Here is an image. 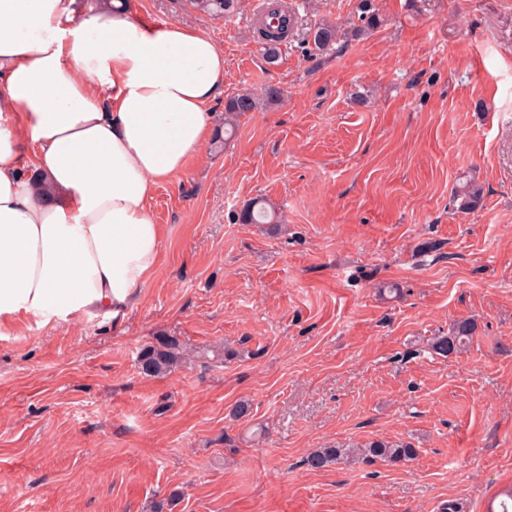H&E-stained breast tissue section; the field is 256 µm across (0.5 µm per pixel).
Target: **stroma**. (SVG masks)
<instances>
[{"instance_id": "1", "label": "stroma", "mask_w": 512, "mask_h": 512, "mask_svg": "<svg viewBox=\"0 0 512 512\" xmlns=\"http://www.w3.org/2000/svg\"><path fill=\"white\" fill-rule=\"evenodd\" d=\"M257 2L129 0L223 50L214 124L226 97L262 100L155 190L158 263L123 316L0 336V512H488L512 488V0H375L381 27L317 66L304 32L358 0H293L272 66ZM259 196L280 224L237 221ZM461 320L466 351L434 354ZM158 335L192 356L148 376ZM375 439L418 455L305 463ZM196 11L213 19L226 18L239 7V0H187ZM482 188L474 180L465 178L454 192L453 201L458 204V209L473 210L480 205Z\"/></svg>"}]
</instances>
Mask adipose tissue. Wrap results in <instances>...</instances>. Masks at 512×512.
I'll use <instances>...</instances> for the list:
<instances>
[{
    "label": "adipose tissue",
    "mask_w": 512,
    "mask_h": 512,
    "mask_svg": "<svg viewBox=\"0 0 512 512\" xmlns=\"http://www.w3.org/2000/svg\"><path fill=\"white\" fill-rule=\"evenodd\" d=\"M74 3L0 0L1 336L133 304L162 239L149 201L199 151L224 91L207 34Z\"/></svg>",
    "instance_id": "ef3b65f1"
}]
</instances>
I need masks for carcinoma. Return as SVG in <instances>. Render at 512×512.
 Wrapping results in <instances>:
<instances>
[{
    "mask_svg": "<svg viewBox=\"0 0 512 512\" xmlns=\"http://www.w3.org/2000/svg\"><path fill=\"white\" fill-rule=\"evenodd\" d=\"M196 11L213 19L226 18L239 7V0H187ZM383 19L374 0H359L355 19L344 28L334 22L321 21L306 32L304 56L320 60L322 56L343 51L350 41L369 34L382 25ZM257 97L248 92L237 93L224 104V126L217 128L213 144L223 145L226 136L233 134L235 118L257 109ZM482 188L474 180L465 178L454 192L453 201L461 210H473L480 205ZM242 224H270L271 213L260 201H253L242 208L237 215ZM472 324L467 320L457 322L446 336H437L430 343V349L439 355L449 356L462 352L472 338ZM188 356L179 342L169 336H159L145 345L138 364L141 372L148 376L166 373ZM417 450L401 440H374L356 448H320L307 457V463L314 469H321L342 460L361 457L369 461H380L390 465L405 464L415 459Z\"/></svg>",
    "mask_w": 512,
    "mask_h": 512,
    "instance_id": "cac0c4a2",
    "label": "carcinoma"
}]
</instances>
